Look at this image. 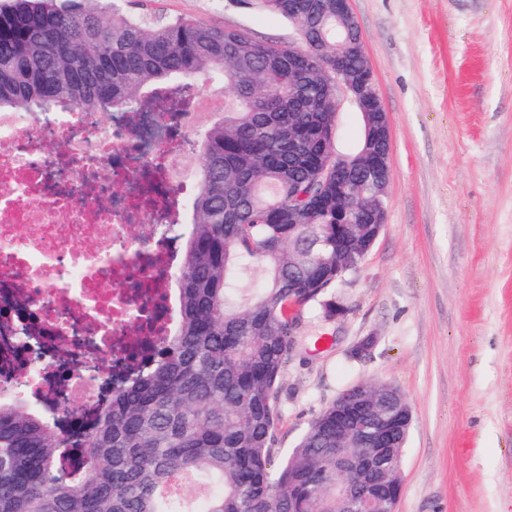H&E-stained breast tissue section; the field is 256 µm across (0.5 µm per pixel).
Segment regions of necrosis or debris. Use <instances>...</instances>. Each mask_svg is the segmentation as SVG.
<instances>
[{
    "instance_id": "4bbe7bcc",
    "label": "necrosis or debris",
    "mask_w": 512,
    "mask_h": 512,
    "mask_svg": "<svg viewBox=\"0 0 512 512\" xmlns=\"http://www.w3.org/2000/svg\"><path fill=\"white\" fill-rule=\"evenodd\" d=\"M198 108L190 101L174 127L162 112L142 113L135 126L124 112L96 122L74 108L0 112V337L30 314L49 342L68 346L74 363L62 378L51 366L26 378L47 409L103 401L84 365L114 358L130 327L151 317L152 337L174 333L172 272L194 178L184 135L204 127ZM50 138L62 154L46 150ZM95 224L106 233L83 248Z\"/></svg>"
}]
</instances>
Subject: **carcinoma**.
<instances>
[{"mask_svg":"<svg viewBox=\"0 0 512 512\" xmlns=\"http://www.w3.org/2000/svg\"><path fill=\"white\" fill-rule=\"evenodd\" d=\"M307 4L254 0L298 24L294 48L181 16L155 21L123 0L0 3V111L136 112L153 91L199 79L224 82L238 102L198 140L176 332L112 388L76 444L59 430L62 413L46 414L21 388L0 395V512H189L186 475L212 488L196 512H346L370 466L379 487L401 486L409 431L391 437L384 458L354 428L386 398L409 406L385 381L346 389L284 464L271 463L288 309L326 307L373 228L336 223V205H360L368 168L339 194L317 177L320 159L336 155V89L313 78L319 61L308 76L297 66L317 42L336 58L347 35L335 14ZM290 74L311 107L290 105Z\"/></svg>","mask_w":512,"mask_h":512,"instance_id":"cac0c4a2","label":"carcinoma"}]
</instances>
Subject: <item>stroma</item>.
<instances>
[{
    "instance_id": "35a3bbf8",
    "label": "stroma",
    "mask_w": 512,
    "mask_h": 512,
    "mask_svg": "<svg viewBox=\"0 0 512 512\" xmlns=\"http://www.w3.org/2000/svg\"><path fill=\"white\" fill-rule=\"evenodd\" d=\"M280 46L297 27L243 0H125ZM390 123L386 226L295 328L271 454L359 380L413 414L397 512H512V0H351ZM371 353L351 356L365 337Z\"/></svg>"
}]
</instances>
